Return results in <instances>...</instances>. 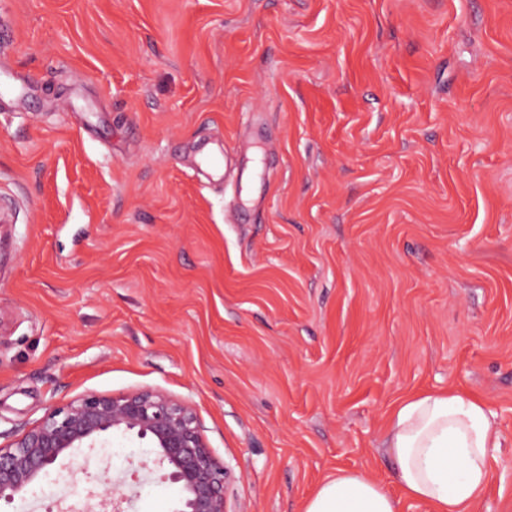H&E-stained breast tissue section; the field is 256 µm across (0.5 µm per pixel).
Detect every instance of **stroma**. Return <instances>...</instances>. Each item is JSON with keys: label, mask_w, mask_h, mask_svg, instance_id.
<instances>
[{"label": "stroma", "mask_w": 512, "mask_h": 512, "mask_svg": "<svg viewBox=\"0 0 512 512\" xmlns=\"http://www.w3.org/2000/svg\"><path fill=\"white\" fill-rule=\"evenodd\" d=\"M0 440L86 393L189 402L228 512L336 469L405 496V398L481 397L512 512V0H0ZM114 438L0 512H78ZM133 512H176L154 469Z\"/></svg>", "instance_id": "35a3bbf8"}]
</instances>
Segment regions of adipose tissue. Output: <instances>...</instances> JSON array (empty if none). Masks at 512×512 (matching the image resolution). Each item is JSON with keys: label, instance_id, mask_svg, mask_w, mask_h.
Returning <instances> with one entry per match:
<instances>
[{"label": "adipose tissue", "instance_id": "obj_1", "mask_svg": "<svg viewBox=\"0 0 512 512\" xmlns=\"http://www.w3.org/2000/svg\"><path fill=\"white\" fill-rule=\"evenodd\" d=\"M492 436L484 401L451 389L402 401L386 446L408 497L432 512H471L488 484ZM304 512H398V502L365 474L340 468L307 499Z\"/></svg>", "mask_w": 512, "mask_h": 512}]
</instances>
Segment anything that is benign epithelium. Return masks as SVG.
I'll use <instances>...</instances> for the list:
<instances>
[{
    "instance_id": "benign-epithelium-1",
    "label": "benign epithelium",
    "mask_w": 512,
    "mask_h": 512,
    "mask_svg": "<svg viewBox=\"0 0 512 512\" xmlns=\"http://www.w3.org/2000/svg\"><path fill=\"white\" fill-rule=\"evenodd\" d=\"M114 436L148 442L154 464L181 491L176 512H226L229 471L214 458L194 408L160 390L90 392L53 406L30 427L0 445V500L23 497L50 469L79 448L94 449ZM98 499L100 512H127L130 502L114 484Z\"/></svg>"
}]
</instances>
